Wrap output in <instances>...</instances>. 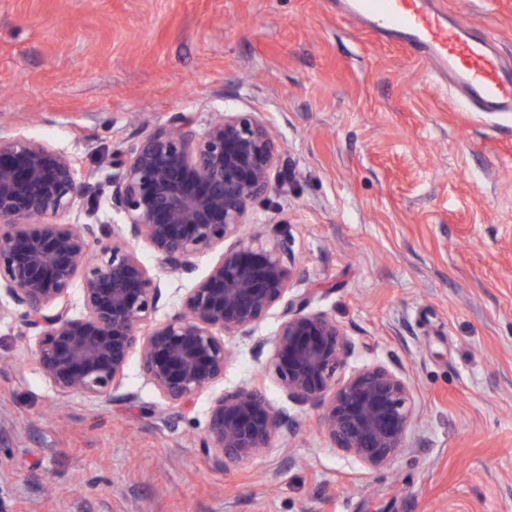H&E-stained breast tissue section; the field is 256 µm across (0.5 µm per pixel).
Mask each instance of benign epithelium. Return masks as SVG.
Instances as JSON below:
<instances>
[{
	"label": "benign epithelium",
	"mask_w": 512,
	"mask_h": 512,
	"mask_svg": "<svg viewBox=\"0 0 512 512\" xmlns=\"http://www.w3.org/2000/svg\"><path fill=\"white\" fill-rule=\"evenodd\" d=\"M280 143L256 112H226L203 128L183 112L168 126L112 153L101 181L78 173L62 150L24 136L0 137V321L20 322L26 349L61 395L110 399L133 356L165 405L180 408L224 378V337L258 325L280 306L265 373L288 399L320 410L334 448L369 468L410 448L418 419L405 372L366 364L343 379L354 346L344 328L307 298L289 241L243 234L254 205L275 192ZM106 209L123 220L115 240ZM73 216L63 222L61 217ZM145 242L160 269L190 276L196 259L220 250L181 310L157 322L159 277L133 244ZM80 283L82 312L71 314ZM298 419L275 409L261 387L224 390L210 406L201 448L226 467L261 455L275 438L291 441Z\"/></svg>",
	"instance_id": "obj_1"
}]
</instances>
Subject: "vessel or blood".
<instances>
[{
    "label": "vessel or blood",
    "instance_id": "b4317fda",
    "mask_svg": "<svg viewBox=\"0 0 512 512\" xmlns=\"http://www.w3.org/2000/svg\"><path fill=\"white\" fill-rule=\"evenodd\" d=\"M349 15L395 40L457 90L476 112H512V69L487 38L451 21L433 0H356Z\"/></svg>",
    "mask_w": 512,
    "mask_h": 512
}]
</instances>
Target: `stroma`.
I'll return each instance as SVG.
<instances>
[{
    "instance_id": "stroma-1",
    "label": "stroma",
    "mask_w": 512,
    "mask_h": 512,
    "mask_svg": "<svg viewBox=\"0 0 512 512\" xmlns=\"http://www.w3.org/2000/svg\"><path fill=\"white\" fill-rule=\"evenodd\" d=\"M512 63V0H437ZM344 0H0V136L72 155L80 174L171 115L257 112L281 190L245 232L291 241L296 293L355 344L346 370L415 386L409 450L379 470L299 414L226 469L200 446L212 399L261 377L279 310L226 337L223 380L167 409L130 363L118 398L58 395L0 322V512H512V113L465 111Z\"/></svg>"
}]
</instances>
